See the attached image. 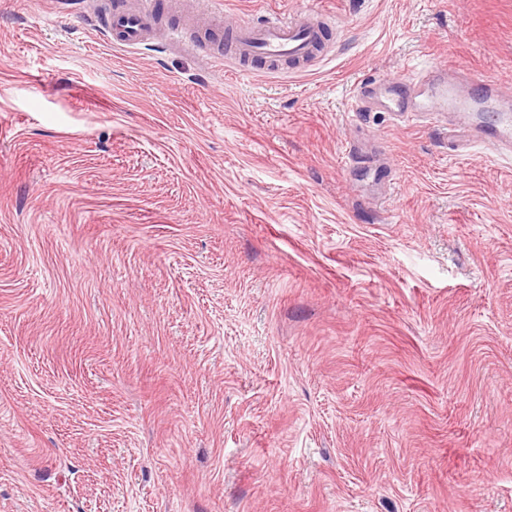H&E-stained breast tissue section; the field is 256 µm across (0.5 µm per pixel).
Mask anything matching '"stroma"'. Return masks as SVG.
<instances>
[{
  "label": "stroma",
  "mask_w": 512,
  "mask_h": 512,
  "mask_svg": "<svg viewBox=\"0 0 512 512\" xmlns=\"http://www.w3.org/2000/svg\"><path fill=\"white\" fill-rule=\"evenodd\" d=\"M189 2L0 0V512H512V156L352 109L512 86V0ZM315 7L312 70L208 56ZM161 0H141L140 7L131 12L117 16L108 15L105 21V31L112 40L113 34L118 41L128 48L137 47L151 42L164 41L167 44L186 33V29H169L153 25L156 15L155 8Z\"/></svg>",
  "instance_id": "35a3bbf8"
}]
</instances>
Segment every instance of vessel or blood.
Returning a JSON list of instances; mask_svg holds the SVG:
<instances>
[{
	"label": "vessel or blood",
	"instance_id": "obj_1",
	"mask_svg": "<svg viewBox=\"0 0 512 512\" xmlns=\"http://www.w3.org/2000/svg\"><path fill=\"white\" fill-rule=\"evenodd\" d=\"M158 4L159 0H141L137 10L107 17L106 32L128 48L178 39V30L154 25ZM332 21L330 14L317 11L289 18L273 12L259 23L236 22L228 30L225 48L214 49L212 56L231 61L237 71L247 74L301 71L322 56L325 29ZM410 76L406 69L359 83L354 89L356 111L380 110L398 117L421 114L432 120L445 112L454 118L453 150L472 145L512 149V98L503 94L494 77L465 72L452 79L444 69L429 71L415 83ZM479 110L489 112L488 124L471 128L469 117Z\"/></svg>",
	"mask_w": 512,
	"mask_h": 512
}]
</instances>
